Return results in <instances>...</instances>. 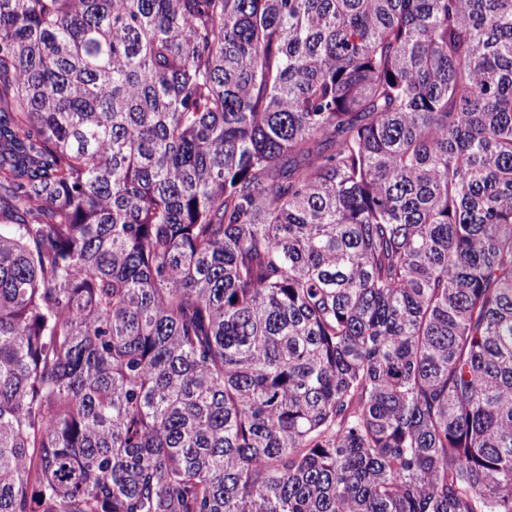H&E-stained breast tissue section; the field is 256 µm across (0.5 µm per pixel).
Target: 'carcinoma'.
Masks as SVG:
<instances>
[{"mask_svg":"<svg viewBox=\"0 0 512 512\" xmlns=\"http://www.w3.org/2000/svg\"><path fill=\"white\" fill-rule=\"evenodd\" d=\"M0 512H512V0H0Z\"/></svg>","mask_w":512,"mask_h":512,"instance_id":"obj_1","label":"carcinoma"}]
</instances>
